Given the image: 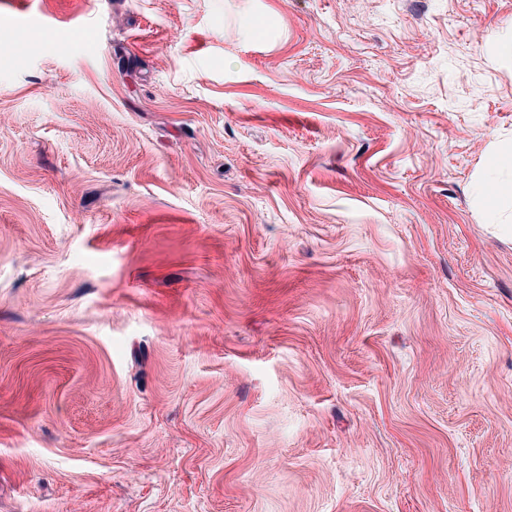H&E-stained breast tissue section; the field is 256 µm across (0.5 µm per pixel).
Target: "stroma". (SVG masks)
Wrapping results in <instances>:
<instances>
[{
    "mask_svg": "<svg viewBox=\"0 0 512 512\" xmlns=\"http://www.w3.org/2000/svg\"><path fill=\"white\" fill-rule=\"evenodd\" d=\"M512 0H0V512H512ZM506 189L512 196V146L493 156L487 175L476 189L478 200L491 218L498 217L500 198Z\"/></svg>",
    "mask_w": 512,
    "mask_h": 512,
    "instance_id": "stroma-1",
    "label": "stroma"
}]
</instances>
